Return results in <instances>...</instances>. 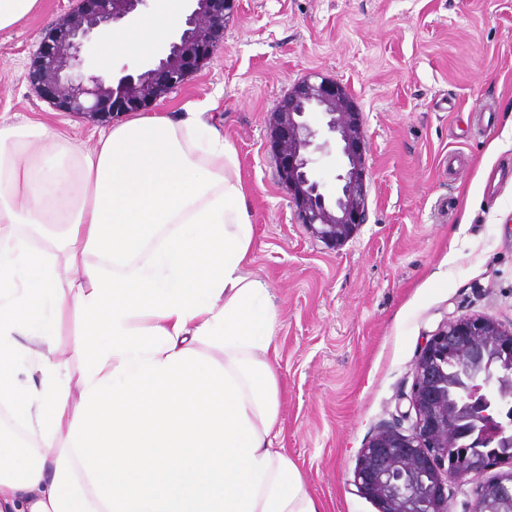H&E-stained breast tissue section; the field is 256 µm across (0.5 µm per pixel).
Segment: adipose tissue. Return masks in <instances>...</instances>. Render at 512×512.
Instances as JSON below:
<instances>
[{"label":"adipose tissue","instance_id":"adipose-tissue-1","mask_svg":"<svg viewBox=\"0 0 512 512\" xmlns=\"http://www.w3.org/2000/svg\"><path fill=\"white\" fill-rule=\"evenodd\" d=\"M180 12L157 0L102 29V71ZM210 108L134 112L90 149L0 115V512H323L274 445L279 312ZM68 316L86 336L76 378ZM84 339L82 329L78 322L66 319L62 325L59 344L64 357L69 360L72 377L79 376L81 368L80 345Z\"/></svg>","mask_w":512,"mask_h":512}]
</instances>
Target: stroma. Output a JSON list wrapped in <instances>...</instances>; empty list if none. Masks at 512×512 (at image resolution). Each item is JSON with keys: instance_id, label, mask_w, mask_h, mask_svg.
Instances as JSON below:
<instances>
[{"instance_id": "35a3bbf8", "label": "stroma", "mask_w": 512, "mask_h": 512, "mask_svg": "<svg viewBox=\"0 0 512 512\" xmlns=\"http://www.w3.org/2000/svg\"><path fill=\"white\" fill-rule=\"evenodd\" d=\"M71 0L0 32V114L41 120L93 146L103 119L53 108L28 68ZM344 84L363 115L367 217L331 246L297 223L269 118L293 84ZM211 98L234 145L255 226L252 271L280 313L276 447L325 512H379L354 483L359 452L408 430L414 362L446 320L512 325V0H238L212 59L151 106Z\"/></svg>"}]
</instances>
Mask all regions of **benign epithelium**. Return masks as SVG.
Masks as SVG:
<instances>
[{
	"mask_svg": "<svg viewBox=\"0 0 512 512\" xmlns=\"http://www.w3.org/2000/svg\"><path fill=\"white\" fill-rule=\"evenodd\" d=\"M147 0H73L41 41L28 78L56 110L116 117L184 84L211 58L237 0H188L165 51L140 73L110 81L84 72L82 49L92 33L118 23ZM319 114L345 158L332 200L314 179L309 148ZM271 146L299 223L331 245L365 222L367 146L362 113L346 88L313 74L271 113ZM414 419L403 433L380 429L359 454L355 484L379 512H450L448 481L464 482L512 465V328L490 317L450 319L429 335L415 363ZM471 512H512V471L483 482Z\"/></svg>",
	"mask_w": 512,
	"mask_h": 512,
	"instance_id": "benign-epithelium-1",
	"label": "benign epithelium"
}]
</instances>
